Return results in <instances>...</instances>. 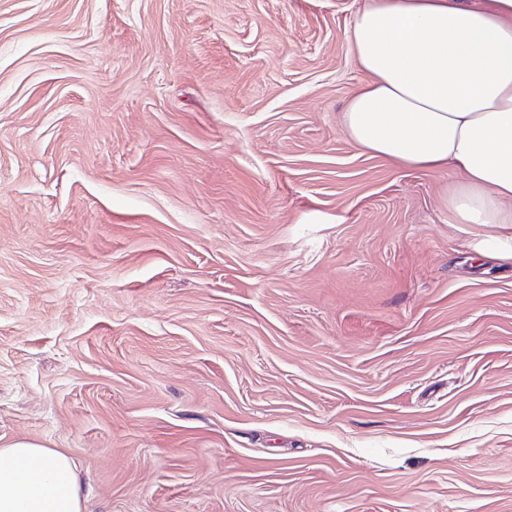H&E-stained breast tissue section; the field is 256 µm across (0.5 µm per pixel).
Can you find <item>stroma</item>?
Returning <instances> with one entry per match:
<instances>
[{
  "label": "stroma",
  "mask_w": 512,
  "mask_h": 512,
  "mask_svg": "<svg viewBox=\"0 0 512 512\" xmlns=\"http://www.w3.org/2000/svg\"><path fill=\"white\" fill-rule=\"evenodd\" d=\"M363 0H0V448L85 512H512V263L357 148Z\"/></svg>",
  "instance_id": "stroma-1"
}]
</instances>
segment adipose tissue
Instances as JSON below:
<instances>
[{
	"label": "adipose tissue",
	"instance_id": "obj_1",
	"mask_svg": "<svg viewBox=\"0 0 512 512\" xmlns=\"http://www.w3.org/2000/svg\"><path fill=\"white\" fill-rule=\"evenodd\" d=\"M349 39L368 79L342 126L359 149L402 167H449L448 221L512 260V0H365ZM0 512H83L67 455L0 448Z\"/></svg>",
	"mask_w": 512,
	"mask_h": 512
}]
</instances>
